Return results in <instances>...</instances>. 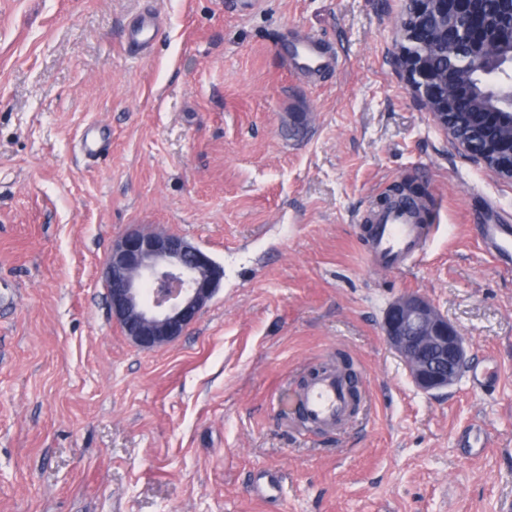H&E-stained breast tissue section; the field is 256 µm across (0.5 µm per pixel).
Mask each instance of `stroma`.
I'll return each instance as SVG.
<instances>
[{
  "label": "stroma",
  "instance_id": "stroma-1",
  "mask_svg": "<svg viewBox=\"0 0 512 512\" xmlns=\"http://www.w3.org/2000/svg\"><path fill=\"white\" fill-rule=\"evenodd\" d=\"M405 0H0V512H512V270L484 250L512 181L433 123L395 59ZM155 15L141 54L126 34ZM322 39L309 82L277 44ZM308 115L291 137L288 115ZM112 132L99 159L77 146ZM434 205L423 250L371 267L364 216L402 178ZM140 226L224 271L197 321L144 349L102 275ZM466 337L419 391L382 323L401 294ZM349 356L366 393L333 431L280 412ZM488 448L465 443L471 430ZM281 492L263 496L260 471Z\"/></svg>",
  "mask_w": 512,
  "mask_h": 512
}]
</instances>
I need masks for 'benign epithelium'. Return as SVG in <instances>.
I'll list each match as a JSON object with an SVG mask.
<instances>
[{"mask_svg": "<svg viewBox=\"0 0 512 512\" xmlns=\"http://www.w3.org/2000/svg\"><path fill=\"white\" fill-rule=\"evenodd\" d=\"M402 20L405 45L398 58L410 89L432 121L469 156L512 180V145L480 150L455 138L451 114L457 106L453 79L474 71L512 70V0H497V12H486V0H407ZM436 20L448 39V67H432V38L420 35ZM498 122L512 129V85L486 88ZM112 317L136 330L129 339L152 349L182 336L198 319L223 277L222 268L182 237L132 228L112 246L103 267ZM384 337L399 356L414 386L428 394L452 386L469 362L468 341L426 296L406 292L387 309Z\"/></svg>", "mask_w": 512, "mask_h": 512, "instance_id": "7a95c632", "label": "benign epithelium"}]
</instances>
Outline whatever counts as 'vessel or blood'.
<instances>
[{
	"instance_id": "1",
	"label": "vessel or blood",
	"mask_w": 512,
	"mask_h": 512,
	"mask_svg": "<svg viewBox=\"0 0 512 512\" xmlns=\"http://www.w3.org/2000/svg\"><path fill=\"white\" fill-rule=\"evenodd\" d=\"M158 35L153 17H142L127 31L130 45L148 49ZM288 67L317 79L331 72L338 64L336 54L321 39L310 35H297L279 48ZM110 138L108 129L95 125L90 127L80 145L88 156L100 155ZM367 223L372 224L373 233L369 243L370 258L379 268L401 266L415 257L426 239V230L418 222L417 215L406 206L393 209L371 210ZM482 237L489 248L498 254L512 255V228L503 224H485L481 227ZM294 404L308 419L322 429H333L347 417L349 393L336 372L326 373L308 384L298 393Z\"/></svg>"
}]
</instances>
